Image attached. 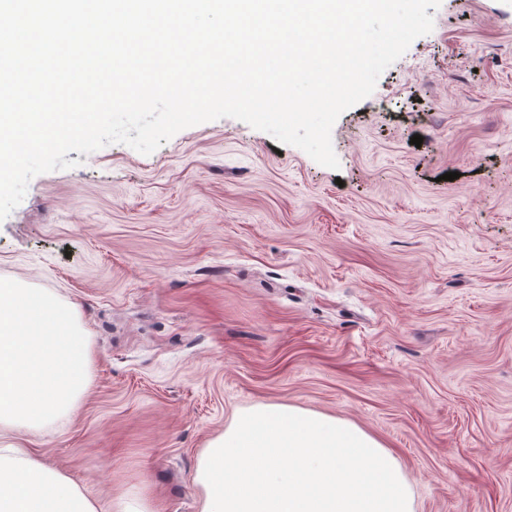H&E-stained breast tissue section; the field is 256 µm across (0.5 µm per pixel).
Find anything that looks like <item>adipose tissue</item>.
Masks as SVG:
<instances>
[{"mask_svg": "<svg viewBox=\"0 0 512 512\" xmlns=\"http://www.w3.org/2000/svg\"><path fill=\"white\" fill-rule=\"evenodd\" d=\"M90 361V339L72 307L22 282H0V424L17 431L0 448V512H102L24 440L37 425L77 410Z\"/></svg>", "mask_w": 512, "mask_h": 512, "instance_id": "ef3b65f1", "label": "adipose tissue"}]
</instances>
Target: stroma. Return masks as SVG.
Listing matches in <instances>:
<instances>
[{"label": "stroma", "instance_id": "stroma-1", "mask_svg": "<svg viewBox=\"0 0 512 512\" xmlns=\"http://www.w3.org/2000/svg\"><path fill=\"white\" fill-rule=\"evenodd\" d=\"M433 17L336 120L338 169L221 118L30 181L0 281L91 340L78 412L26 435L41 462L198 512L210 440L285 403L379 439L414 512H512V0Z\"/></svg>", "mask_w": 512, "mask_h": 512}]
</instances>
